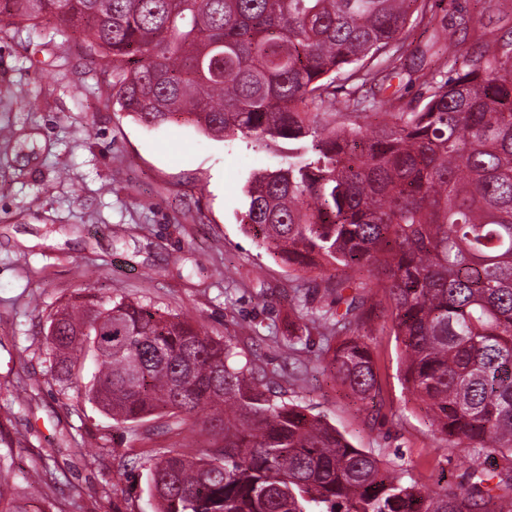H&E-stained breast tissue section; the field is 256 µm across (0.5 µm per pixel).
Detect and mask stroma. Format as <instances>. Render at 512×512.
Wrapping results in <instances>:
<instances>
[{
  "instance_id": "35a3bbf8",
  "label": "stroma",
  "mask_w": 512,
  "mask_h": 512,
  "mask_svg": "<svg viewBox=\"0 0 512 512\" xmlns=\"http://www.w3.org/2000/svg\"><path fill=\"white\" fill-rule=\"evenodd\" d=\"M105 98L82 36L0 21V456L15 492L45 466L32 499L42 512H155L148 468L171 433L114 424L50 376L48 317L91 292L232 338L274 374L283 401L425 487L453 493L476 465L494 467L440 447L403 384L390 326L376 331V400L332 378L324 337L300 318L333 308L325 274L275 261L237 220L243 184L280 163L279 144L215 141L184 121L147 127ZM131 457L140 467H125Z\"/></svg>"
}]
</instances>
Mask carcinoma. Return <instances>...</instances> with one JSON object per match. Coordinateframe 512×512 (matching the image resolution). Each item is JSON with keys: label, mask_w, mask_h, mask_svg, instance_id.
Masks as SVG:
<instances>
[{"label": "carcinoma", "mask_w": 512, "mask_h": 512, "mask_svg": "<svg viewBox=\"0 0 512 512\" xmlns=\"http://www.w3.org/2000/svg\"><path fill=\"white\" fill-rule=\"evenodd\" d=\"M0 15L82 33L107 102L140 123L281 143L282 163L243 186L239 224L291 268L335 271L345 310L303 318L336 339V382L378 395L387 300L405 388L444 447L499 459L455 493L425 489L274 399L232 340L123 297L61 306L52 380L75 385L91 354L77 393L113 422L180 432L207 411L222 435L205 458H155L156 512H512L511 38L465 19L464 52L430 0H0ZM395 77L421 106L363 94ZM0 512H27L1 478Z\"/></svg>", "instance_id": "cac0c4a2"}]
</instances>
